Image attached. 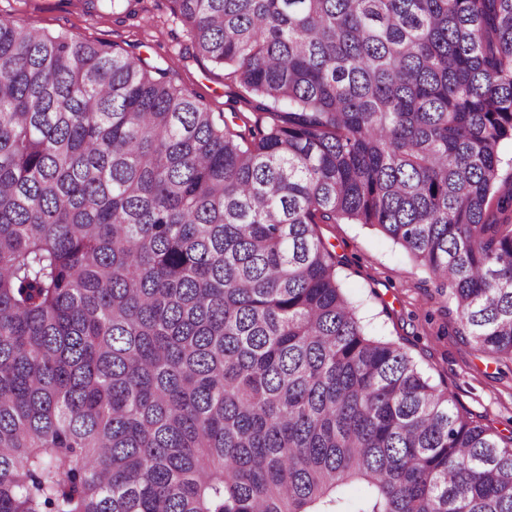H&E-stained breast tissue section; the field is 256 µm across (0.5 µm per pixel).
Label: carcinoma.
<instances>
[{
	"instance_id": "carcinoma-1",
	"label": "carcinoma",
	"mask_w": 512,
	"mask_h": 512,
	"mask_svg": "<svg viewBox=\"0 0 512 512\" xmlns=\"http://www.w3.org/2000/svg\"><path fill=\"white\" fill-rule=\"evenodd\" d=\"M167 2L241 123L0 16V512H512V435L318 234L378 229L512 362V0Z\"/></svg>"
}]
</instances>
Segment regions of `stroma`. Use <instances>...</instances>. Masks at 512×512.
Returning <instances> with one entry per match:
<instances>
[{
	"label": "stroma",
	"mask_w": 512,
	"mask_h": 512,
	"mask_svg": "<svg viewBox=\"0 0 512 512\" xmlns=\"http://www.w3.org/2000/svg\"><path fill=\"white\" fill-rule=\"evenodd\" d=\"M133 19L87 12L82 0H0V15L86 42H104L169 69L174 83L211 111H246L224 68L194 56L183 24L164 0H143ZM337 271L370 334L404 348L433 386L461 413L502 435L512 434V363L485 354L457 332L455 307L398 244L364 224H322Z\"/></svg>",
	"instance_id": "35a3bbf8"
}]
</instances>
